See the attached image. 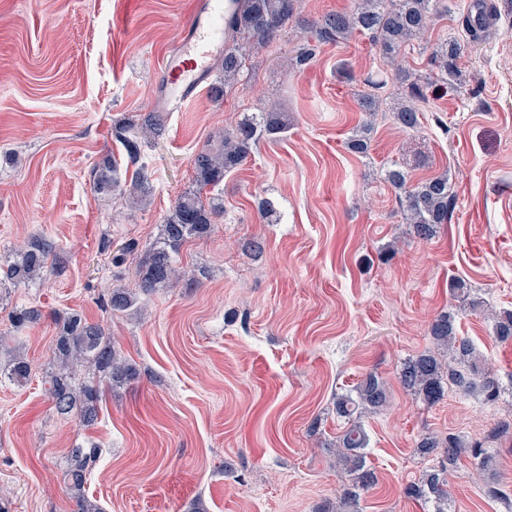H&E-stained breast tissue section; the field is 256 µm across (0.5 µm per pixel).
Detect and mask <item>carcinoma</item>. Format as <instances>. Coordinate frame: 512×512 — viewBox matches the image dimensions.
<instances>
[{
    "mask_svg": "<svg viewBox=\"0 0 512 512\" xmlns=\"http://www.w3.org/2000/svg\"><path fill=\"white\" fill-rule=\"evenodd\" d=\"M238 9L227 21V41L224 57L219 66L224 82L212 87L214 98L224 97L233 86L253 52L271 44L287 27L296 11L297 0H237ZM446 9L445 0H354L347 12L329 14L314 22L311 33L315 43H306L288 60L294 69L307 65L315 56L318 46L336 43L348 38L353 32L370 34L373 44L383 58L394 60L402 48L414 41L427 39L432 19ZM456 40H444L436 46L435 63L441 79L456 81L459 71L456 59L459 54ZM409 100L394 109L395 120L405 128L418 124L417 102L424 99L422 88L405 74ZM288 113L280 110L248 115L224 135L209 141L194 155V187L182 194L162 224L154 243L137 261L135 288L114 287L108 306L113 314H125L136 308L143 297L167 288L179 278L174 257L190 239L210 235L216 218L224 213L219 199L206 197L202 191L214 189L224 183L227 173L245 161L263 141H276L288 133ZM373 128L366 122L350 139V147L359 153L368 148L367 136ZM164 130L163 115L149 112L133 127L117 130L125 148L132 172H121L112 154L105 153L91 170V190L96 194H111L130 186L128 199L137 203L150 192L147 169L136 166L141 144L155 138ZM386 180L395 190L402 207L405 223L413 233L427 239L436 228L448 221L450 186L448 175L442 174L417 184L409 183L408 173L396 167L386 172ZM56 246L44 238L33 239L26 249L0 268V281L15 286L26 285L44 277L53 269ZM56 335L52 346L54 368L49 376L48 395L56 412L73 415L79 422L92 426L98 420L100 384L110 388L120 387L138 379L137 368L123 359L112 343L111 336L99 323L88 321L81 313L71 310L57 313L54 317ZM496 336L504 342L512 341V311L494 316ZM429 335L441 346L454 352L457 367L448 369L432 354H420L408 359L399 373L402 386L433 406L445 396L446 390L455 387L468 394L481 392L488 402L495 401L500 393L497 379L487 371L470 341L458 334L454 316L449 313L435 318L429 327ZM86 363L97 372L98 380L77 386L74 383L75 366ZM31 372L29 362L14 357L7 372L0 371L13 382L26 380ZM387 398V385L378 376L370 374L354 389V393L336 397V413L347 420V427L339 438L336 448V467L345 481L337 491L336 501L324 505L320 512H358L362 492L374 482L373 472L366 466L369 439L362 418L368 411L382 407ZM417 452L439 459L438 468L426 474L419 483H411L405 493L419 499H433L440 505L435 512H445L441 505L448 502L446 476L448 468L463 455L470 456L481 473H491L496 464L493 455L486 452L479 442L466 443L459 436L428 435L417 443ZM100 459V446L90 443L87 447L71 450L63 479L71 491V512H103L97 501L84 493L88 476Z\"/></svg>",
    "mask_w": 512,
    "mask_h": 512,
    "instance_id": "cac0c4a2",
    "label": "carcinoma"
}]
</instances>
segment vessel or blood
Returning a JSON list of instances; mask_svg holds the SVG:
<instances>
[{"label":"vessel or blood","instance_id":"vessel-or-blood-1","mask_svg":"<svg viewBox=\"0 0 512 512\" xmlns=\"http://www.w3.org/2000/svg\"><path fill=\"white\" fill-rule=\"evenodd\" d=\"M224 3L194 0L183 38L162 58L157 93L165 111H183L204 88L224 48Z\"/></svg>","mask_w":512,"mask_h":512}]
</instances>
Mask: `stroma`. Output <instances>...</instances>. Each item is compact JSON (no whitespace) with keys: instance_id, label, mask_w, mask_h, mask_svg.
<instances>
[{"instance_id":"35a3bbf8","label":"stroma","mask_w":512,"mask_h":512,"mask_svg":"<svg viewBox=\"0 0 512 512\" xmlns=\"http://www.w3.org/2000/svg\"><path fill=\"white\" fill-rule=\"evenodd\" d=\"M447 3L431 39L459 40L458 83L438 82L429 51L410 47L401 60L431 80L417 128L388 112L367 153L349 149L367 119L356 94L368 77L381 75L392 99L407 87L357 33L288 70L307 22L352 5L298 0L232 93L202 92L142 144L151 192L133 208L94 194L91 169L108 151L128 165L116 127L160 111L159 56L181 40L189 0H0V263L41 237L61 266L0 291V367L17 355L31 365L26 381H0V498L10 512H70L63 472L71 448L91 440L102 455L85 493L104 512H187L197 498L207 512H319L340 486L336 397L370 373L386 381L387 401L363 419L378 484L360 510L434 512L404 494L434 466L416 451L420 435L475 440L512 422V342L498 341L488 318L512 310V0H485L490 25L476 33L462 24L469 0ZM275 107L293 118L287 137L227 174L223 218L175 257L197 283L111 315L112 288L135 283L132 259L116 261L117 250L159 235L207 140ZM395 163L415 182L449 178L448 221L431 239L414 237L383 178ZM252 239L262 254L245 250ZM457 280L479 307L453 295ZM24 308L41 320L13 328L9 313ZM68 309L104 326L140 372L103 393L88 430L58 414L47 392L52 316ZM446 312L499 379L496 403L452 390L431 407L401 386L409 358L453 364L429 335ZM488 451L503 497L485 495L464 457L448 473L450 512H512V433Z\"/></svg>"}]
</instances>
